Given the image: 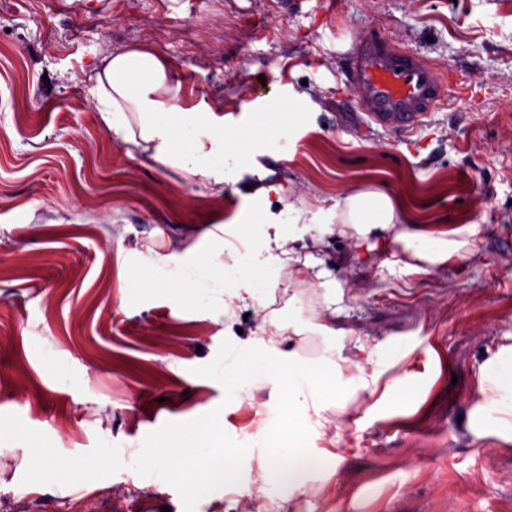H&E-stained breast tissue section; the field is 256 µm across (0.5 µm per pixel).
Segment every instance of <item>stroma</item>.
Masks as SVG:
<instances>
[{"instance_id":"1","label":"stroma","mask_w":512,"mask_h":512,"mask_svg":"<svg viewBox=\"0 0 512 512\" xmlns=\"http://www.w3.org/2000/svg\"><path fill=\"white\" fill-rule=\"evenodd\" d=\"M380 33L452 73L444 102L407 132L360 112L339 58ZM148 48L185 93L239 126L289 104L287 152L261 141L223 190L128 157L102 125L88 76L109 53ZM278 180L297 208L352 190L386 192L432 231H454L467 260L426 272L395 230L305 224L338 283L332 361L383 352L385 380L413 404L331 409L333 438L357 439L240 501L222 475L257 459L190 449L194 483L139 465L180 429L224 418V438L270 434L269 399L224 410L226 311L141 285L158 262L208 255L220 222L250 211L248 186ZM474 224L473 234L460 227ZM264 300L281 345L326 314L321 289L290 282ZM512 344V0H0V512H512V443L475 439L480 371ZM424 369L406 377L404 353ZM39 439L70 473L47 479ZM114 457L111 465L102 456Z\"/></svg>"}]
</instances>
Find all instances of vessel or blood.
<instances>
[{"instance_id":"vessel-or-blood-1","label":"vessel or blood","mask_w":512,"mask_h":512,"mask_svg":"<svg viewBox=\"0 0 512 512\" xmlns=\"http://www.w3.org/2000/svg\"><path fill=\"white\" fill-rule=\"evenodd\" d=\"M344 60L363 112L384 128L418 127L446 94L443 72L385 37L354 38Z\"/></svg>"}]
</instances>
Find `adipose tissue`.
<instances>
[{"instance_id": "1", "label": "adipose tissue", "mask_w": 512, "mask_h": 512, "mask_svg": "<svg viewBox=\"0 0 512 512\" xmlns=\"http://www.w3.org/2000/svg\"><path fill=\"white\" fill-rule=\"evenodd\" d=\"M92 95L102 124L128 156L141 153L163 169H173L203 185L223 188L229 174L242 160L241 144L250 139V128L227 123L223 113L207 102L184 101L180 82L174 80L163 58L143 48H131L104 57L94 74ZM282 185L269 183L254 194L252 213L235 215L224 225L220 238V258L207 266L185 263L179 274L158 266L146 270L151 285L198 289V301L213 306H243L259 318L247 335L235 338L224 359V405L237 408L252 403L256 386L268 388L272 408L279 421L280 436H249L245 453L257 456L263 466L262 485L292 478L301 465H314L312 453L320 433L307 428L309 420L320 417L331 405H341L345 396L374 394L381 361L377 350H369L364 360L354 362L349 376L333 378L304 359L298 347H271L267 340L270 316L264 315L261 301L280 282L275 274L288 270L302 279L315 275L323 288L326 305H333L329 271L315 269L308 242L287 247L284 235L304 219L303 210L285 204L282 211L283 237L258 238L256 221L264 213L270 195H283ZM325 223L358 224L383 229L397 227L395 243L405 251L424 258L434 266L446 265L448 241L432 237L420 220L396 199L383 192L355 191L330 207L320 208ZM477 437L494 436L512 442V345L502 348L482 369L479 396L472 406ZM216 422L189 432L177 433L166 451L142 456L143 465H168L185 448H202L215 456L237 455L226 442L210 441Z\"/></svg>"}]
</instances>
